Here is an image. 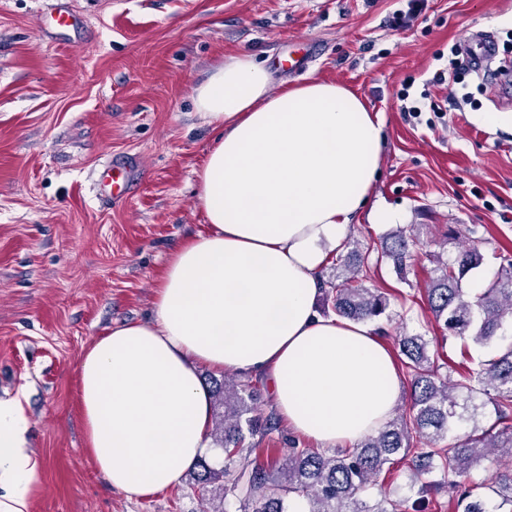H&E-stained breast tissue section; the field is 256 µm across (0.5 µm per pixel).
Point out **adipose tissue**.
<instances>
[{"label":"adipose tissue","mask_w":512,"mask_h":512,"mask_svg":"<svg viewBox=\"0 0 512 512\" xmlns=\"http://www.w3.org/2000/svg\"><path fill=\"white\" fill-rule=\"evenodd\" d=\"M216 139L196 170L204 229L169 258L150 322L108 330L79 368L87 448L112 488L147 497L180 483L211 447L205 364L269 376L289 429L358 444L395 412L402 381L364 322L322 316L321 273L370 207L384 120L340 84L275 85L248 54L225 55L194 89ZM19 398L0 399V512H28L37 464Z\"/></svg>","instance_id":"ef3b65f1"}]
</instances>
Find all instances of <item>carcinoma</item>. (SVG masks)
Masks as SVG:
<instances>
[{
    "label": "carcinoma",
    "instance_id": "carcinoma-1",
    "mask_svg": "<svg viewBox=\"0 0 512 512\" xmlns=\"http://www.w3.org/2000/svg\"><path fill=\"white\" fill-rule=\"evenodd\" d=\"M413 246L398 227L383 238L376 261H389L404 280ZM370 255L357 246L336 255V278L322 282L336 315L369 322L390 309L389 294L362 286ZM482 260L474 243L451 258L434 256V276L425 289L435 321L477 345L512 328V258L503 256L505 264L487 287L472 295L463 283ZM396 345L410 384L408 407L352 450L321 452L294 444L265 465L247 438H264L276 430L277 420L272 413H257V385L247 376L234 384L215 382L211 436L224 461L216 469L201 458L190 474L192 488L211 512H226L230 499L239 504L238 512H289L293 497L305 502L306 512H424L428 496L445 489L455 512H512V343L475 370L465 367V347L460 361L439 362L430 352L431 339L420 330L399 333ZM407 458V488L417 498L373 497L370 490L384 469ZM486 461L495 465L490 482L468 480ZM429 474L438 479L425 480Z\"/></svg>",
    "mask_w": 512,
    "mask_h": 512
}]
</instances>
